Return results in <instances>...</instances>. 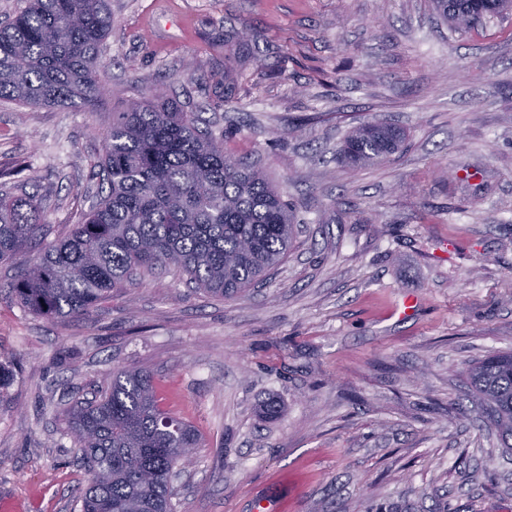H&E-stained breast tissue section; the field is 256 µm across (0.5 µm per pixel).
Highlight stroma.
Wrapping results in <instances>:
<instances>
[{"label":"stroma","instance_id":"obj_1","mask_svg":"<svg viewBox=\"0 0 512 512\" xmlns=\"http://www.w3.org/2000/svg\"><path fill=\"white\" fill-rule=\"evenodd\" d=\"M89 111L0 101V190L36 195L47 238L95 202L112 107L160 86L225 151L260 166L299 224L287 257L231 298L147 276L89 319L5 292L0 500L80 512L87 475L64 411L113 372L154 378L204 440L175 512H512V455L485 426L468 364L512 349V18L464 38L430 0H111ZM406 134L352 168L362 120ZM417 305L406 316L405 295ZM281 411L263 414L265 402Z\"/></svg>","mask_w":512,"mask_h":512}]
</instances>
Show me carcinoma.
I'll use <instances>...</instances> for the list:
<instances>
[{
  "label": "carcinoma",
  "instance_id": "carcinoma-1",
  "mask_svg": "<svg viewBox=\"0 0 512 512\" xmlns=\"http://www.w3.org/2000/svg\"><path fill=\"white\" fill-rule=\"evenodd\" d=\"M0 23V100L82 110L104 88L96 68L112 30L110 0H17ZM463 36L502 18L512 0H433ZM405 135L366 122L338 154L353 165L380 162ZM96 202L70 234L45 242L35 196H0V264L29 249L35 259L9 285L11 299L54 319L88 317L138 272H174L212 297H233L288 255L296 214L280 188L194 113L151 88L112 112ZM503 446L512 451V351L467 370ZM18 371L0 362V400ZM79 461L90 475L82 512H173L175 468L202 444L195 428L164 410L153 376L126 368L95 398L67 409Z\"/></svg>",
  "mask_w": 512,
  "mask_h": 512
}]
</instances>
